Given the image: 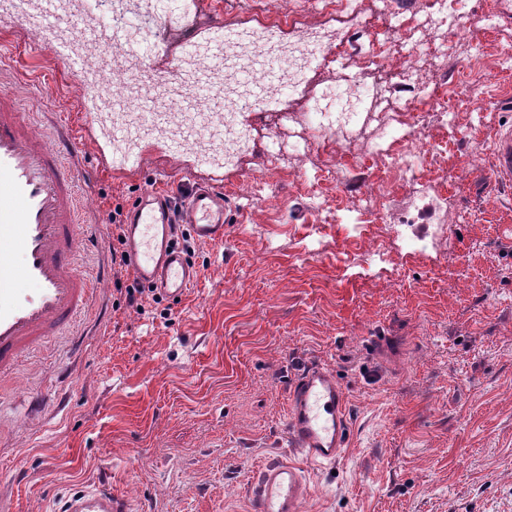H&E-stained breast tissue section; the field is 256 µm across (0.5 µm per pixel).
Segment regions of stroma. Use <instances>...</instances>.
<instances>
[{
    "label": "stroma",
    "mask_w": 512,
    "mask_h": 512,
    "mask_svg": "<svg viewBox=\"0 0 512 512\" xmlns=\"http://www.w3.org/2000/svg\"><path fill=\"white\" fill-rule=\"evenodd\" d=\"M265 0H173L177 19L209 45ZM284 12L357 40L339 65L314 67L297 87L265 88L281 102L268 124L257 102L242 111L260 148L231 169L200 165L181 142L143 139L136 163L118 164L100 130L87 73L123 55L104 36L105 15L62 25L89 38L78 70L21 32L22 9L0 5V88L15 98L37 144L68 126L96 172L77 233L78 261L103 273L86 314L0 382V512H52L69 489L112 470V485L149 512H248L259 465L288 458V387L321 364L342 386L350 442L335 465L304 464L311 495L302 512H512V185L491 160L512 126V23L491 0H460L480 21L412 15L409 0H350L338 15L320 0H277ZM393 58V75L372 66ZM181 50L160 42L127 82L138 92L112 113L155 97L196 124L218 117L217 96L171 103L163 80ZM419 83L416 108L396 87ZM359 87L357 115L332 126L322 96ZM424 131L437 148L423 159L429 187L452 214L438 238L403 227L418 186L402 181L397 153ZM223 191L224 240L188 237L199 279L174 300L145 292L144 313L116 306L114 209L147 189L182 203L192 185ZM382 206L363 208L364 192ZM382 255L370 265L371 255Z\"/></svg>",
    "instance_id": "stroma-1"
}]
</instances>
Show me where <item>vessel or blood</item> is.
Instances as JSON below:
<instances>
[{
  "label": "vessel or blood",
  "mask_w": 512,
  "mask_h": 512,
  "mask_svg": "<svg viewBox=\"0 0 512 512\" xmlns=\"http://www.w3.org/2000/svg\"><path fill=\"white\" fill-rule=\"evenodd\" d=\"M78 150L68 133L54 147L33 141L14 99L0 94V380L21 358L62 334L88 308L89 276L78 266V182L93 183L79 170ZM497 183H512V129L499 132L492 154ZM203 242L224 239V194L196 186L184 215ZM168 194L142 193L126 213L125 252L136 278L166 296L179 298L199 277L198 269L173 243L178 217ZM285 440L301 463L270 461L260 466L249 491L250 512H300L310 494L302 462H335L347 448L350 424L345 393L334 374L315 365L288 388ZM63 512H134L131 501L103 481L75 492Z\"/></svg>",
  "instance_id": "1"
}]
</instances>
